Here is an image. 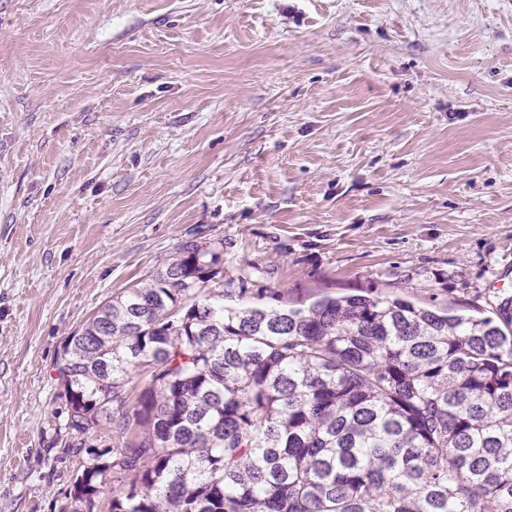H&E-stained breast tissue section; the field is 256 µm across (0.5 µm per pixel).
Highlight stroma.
I'll return each mask as SVG.
<instances>
[{
	"label": "stroma",
	"mask_w": 512,
	"mask_h": 512,
	"mask_svg": "<svg viewBox=\"0 0 512 512\" xmlns=\"http://www.w3.org/2000/svg\"><path fill=\"white\" fill-rule=\"evenodd\" d=\"M512 299V0H0V512H73L55 361L187 239Z\"/></svg>",
	"instance_id": "stroma-1"
}]
</instances>
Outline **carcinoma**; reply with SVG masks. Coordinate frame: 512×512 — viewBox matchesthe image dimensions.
<instances>
[{"mask_svg":"<svg viewBox=\"0 0 512 512\" xmlns=\"http://www.w3.org/2000/svg\"><path fill=\"white\" fill-rule=\"evenodd\" d=\"M275 274L185 240L68 337L69 427L112 429L76 512H512V305L289 307Z\"/></svg>","mask_w":512,"mask_h":512,"instance_id":"1","label":"carcinoma"}]
</instances>
